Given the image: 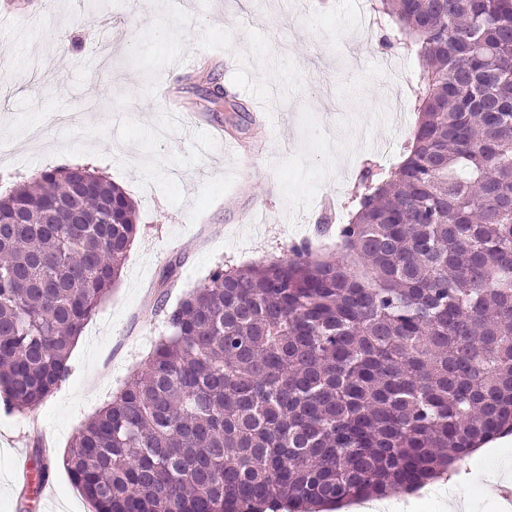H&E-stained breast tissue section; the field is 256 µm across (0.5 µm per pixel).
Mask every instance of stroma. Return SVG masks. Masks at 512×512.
I'll use <instances>...</instances> for the list:
<instances>
[{"label": "stroma", "mask_w": 512, "mask_h": 512, "mask_svg": "<svg viewBox=\"0 0 512 512\" xmlns=\"http://www.w3.org/2000/svg\"><path fill=\"white\" fill-rule=\"evenodd\" d=\"M356 0H0V194L51 166L92 165L132 199L138 233L122 275L84 325L70 371L33 411L0 409V512H91L62 457L160 322L218 265L263 264L306 239L334 251L367 168H396L417 115L394 114L415 67ZM225 86L239 107L217 96ZM181 258L174 286L162 271ZM50 442L49 498L18 474ZM492 442L456 477L467 512H512L489 474Z\"/></svg>", "instance_id": "stroma-1"}]
</instances>
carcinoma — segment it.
I'll return each mask as SVG.
<instances>
[{
    "mask_svg": "<svg viewBox=\"0 0 512 512\" xmlns=\"http://www.w3.org/2000/svg\"><path fill=\"white\" fill-rule=\"evenodd\" d=\"M419 69L403 161L336 257L216 267L63 456L93 512H321L414 491L512 431V0H369ZM135 206L86 167L0 199V404L65 379Z\"/></svg>",
    "mask_w": 512,
    "mask_h": 512,
    "instance_id": "carcinoma-1",
    "label": "carcinoma"
}]
</instances>
